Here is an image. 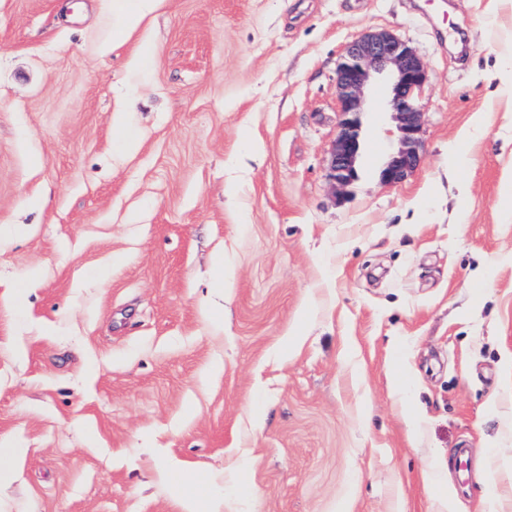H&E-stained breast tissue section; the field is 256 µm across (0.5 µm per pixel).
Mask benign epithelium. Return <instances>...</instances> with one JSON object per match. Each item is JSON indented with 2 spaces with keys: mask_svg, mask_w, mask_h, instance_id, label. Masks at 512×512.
<instances>
[{
  "mask_svg": "<svg viewBox=\"0 0 512 512\" xmlns=\"http://www.w3.org/2000/svg\"><path fill=\"white\" fill-rule=\"evenodd\" d=\"M374 77L388 81L385 108L393 114L398 132L397 148L381 169L382 180L389 185L399 184L420 164L421 112L417 98L426 81L424 65L395 34L367 31L346 45L336 67L340 120L328 162V178L334 184L347 185L356 175L365 88Z\"/></svg>",
  "mask_w": 512,
  "mask_h": 512,
  "instance_id": "7a95c632",
  "label": "benign epithelium"
}]
</instances>
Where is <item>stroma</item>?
<instances>
[{
	"mask_svg": "<svg viewBox=\"0 0 512 512\" xmlns=\"http://www.w3.org/2000/svg\"><path fill=\"white\" fill-rule=\"evenodd\" d=\"M119 23L116 0H0V512H184L199 489L220 512H483L485 456L512 458V0ZM367 30L427 71L421 162L382 182L374 80L337 191L336 66Z\"/></svg>",
	"mask_w": 512,
	"mask_h": 512,
	"instance_id": "obj_1",
	"label": "stroma"
}]
</instances>
